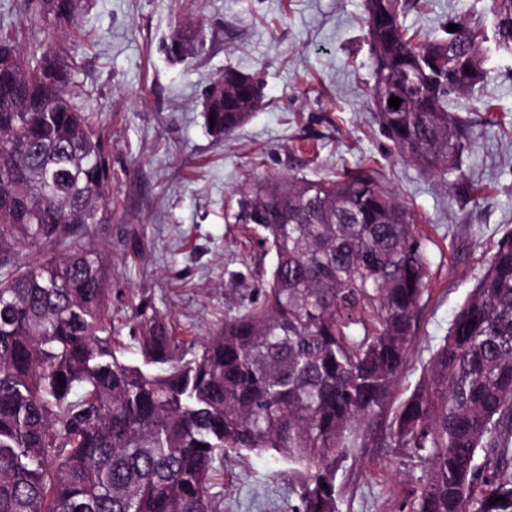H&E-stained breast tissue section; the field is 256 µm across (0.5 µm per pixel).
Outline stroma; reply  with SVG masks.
<instances>
[{
    "label": "stroma",
    "instance_id": "stroma-1",
    "mask_svg": "<svg viewBox=\"0 0 512 512\" xmlns=\"http://www.w3.org/2000/svg\"><path fill=\"white\" fill-rule=\"evenodd\" d=\"M487 0H430L407 26L434 35L457 21L492 29ZM77 22L31 23L27 0H0V34L60 55L110 154L112 220L90 240L112 245V307L121 357L138 358L132 309L151 302L192 341L223 322L269 269L241 191L255 178L334 180L373 170L410 208L429 241L432 277L398 395L417 383L499 238L512 229V57H493L482 81L449 109L472 125L457 169L443 175L402 159L376 120L368 88L365 0H78ZM203 25L207 48L171 63L175 22ZM227 69L257 77L264 98L224 140L209 136L200 103ZM246 286V287H247ZM414 464L377 432L336 464L339 512H394ZM297 478L271 452L224 461L223 512H294Z\"/></svg>",
    "mask_w": 512,
    "mask_h": 512
}]
</instances>
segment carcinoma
Here are the masks:
<instances>
[{"mask_svg":"<svg viewBox=\"0 0 512 512\" xmlns=\"http://www.w3.org/2000/svg\"><path fill=\"white\" fill-rule=\"evenodd\" d=\"M420 4L366 0L370 97L401 157L446 174L466 146L448 104L482 80L485 37L462 24L419 37L401 17ZM489 10L494 51L512 55V0ZM204 47L191 27L165 43L184 63ZM69 86L59 58L0 38V512H220L221 462L241 450L297 469L296 512H338L336 460L377 423L421 467L397 512H512V230L396 401L431 270L411 212L366 171L259 180L239 202L273 254L259 299L199 342L142 302L128 364L108 254L53 251L112 219L108 153ZM260 95L224 71L208 133L245 124Z\"/></svg>","mask_w":512,"mask_h":512,"instance_id":"obj_1","label":"carcinoma"}]
</instances>
